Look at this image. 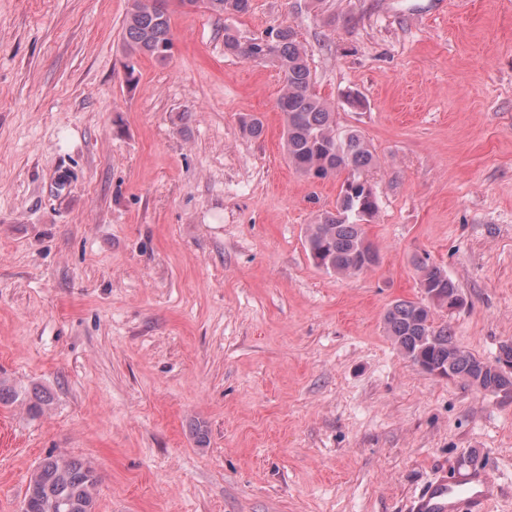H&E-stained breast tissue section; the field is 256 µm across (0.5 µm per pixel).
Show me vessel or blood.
I'll return each mask as SVG.
<instances>
[{
    "instance_id": "b4317fda",
    "label": "vessel or blood",
    "mask_w": 512,
    "mask_h": 512,
    "mask_svg": "<svg viewBox=\"0 0 512 512\" xmlns=\"http://www.w3.org/2000/svg\"><path fill=\"white\" fill-rule=\"evenodd\" d=\"M495 493L488 476L475 471L457 479H441L418 498L415 512H487Z\"/></svg>"
}]
</instances>
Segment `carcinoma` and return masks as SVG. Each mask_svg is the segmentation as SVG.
Here are the masks:
<instances>
[{"instance_id":"obj_1","label":"carcinoma","mask_w":512,"mask_h":512,"mask_svg":"<svg viewBox=\"0 0 512 512\" xmlns=\"http://www.w3.org/2000/svg\"><path fill=\"white\" fill-rule=\"evenodd\" d=\"M251 0H129L123 21V43L133 59L148 56L166 60L173 47V9L204 8L215 15H245ZM224 49L245 60L271 63L283 79L277 100L285 122L284 147L288 163L309 179L340 181L336 206L316 214L305 238L313 263L327 273L353 275L377 264L366 258L364 224L377 213L376 193L368 178L375 156L363 134L336 122V108L315 90L309 64L296 31L273 26L262 34L244 39L224 29ZM419 282L429 290L441 289L447 296L458 292L453 280L429 257L415 261ZM443 306L423 297L399 300L383 317L384 329L403 354L413 362L451 368L455 378L478 390L509 394L512 377L502 378L481 371L475 357L454 340L450 328L433 325L434 310ZM24 400L36 416L48 397L34 392L22 394L0 383V405ZM96 475L85 462L52 454L43 458L30 477L24 494V512H95Z\"/></svg>"}]
</instances>
